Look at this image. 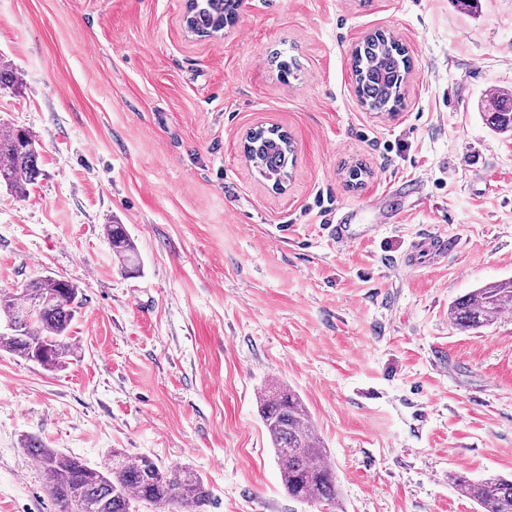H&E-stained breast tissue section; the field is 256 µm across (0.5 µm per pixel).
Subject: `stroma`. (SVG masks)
Masks as SVG:
<instances>
[{
  "label": "stroma",
  "instance_id": "obj_1",
  "mask_svg": "<svg viewBox=\"0 0 512 512\" xmlns=\"http://www.w3.org/2000/svg\"><path fill=\"white\" fill-rule=\"evenodd\" d=\"M184 6L0 0L20 80L0 121L37 136L42 170L0 186V290L82 293L63 366L0 350V512H58L32 437L93 468L116 448L189 467L206 512H319L280 484L257 405L274 386L306 404L342 512H476L448 475H512V319L462 332L448 308L512 277V135L483 119L512 93V0H243L218 39L186 33ZM378 30L412 61L393 113L354 91ZM259 125L293 141L282 189L243 156ZM404 181L418 195L370 231ZM414 240L444 251L404 267ZM105 232L113 253L118 260L124 264V269H126L127 272H136L138 267L136 263L137 253L133 241L128 235L124 225H105Z\"/></svg>",
  "mask_w": 512,
  "mask_h": 512
}]
</instances>
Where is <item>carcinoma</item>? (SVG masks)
I'll return each mask as SVG.
<instances>
[{
  "instance_id": "obj_1",
  "label": "carcinoma",
  "mask_w": 512,
  "mask_h": 512,
  "mask_svg": "<svg viewBox=\"0 0 512 512\" xmlns=\"http://www.w3.org/2000/svg\"><path fill=\"white\" fill-rule=\"evenodd\" d=\"M190 25L196 34L209 36L234 17L235 0H195ZM356 94L361 104L375 110L394 111L401 105L402 89L411 69L404 47L391 35L378 31L353 52ZM16 71L0 63V89L18 85ZM486 121L499 133L512 132V95L497 92ZM40 143L22 129L0 123V184L18 194L41 176ZM250 162L264 177L281 183L294 150L288 134L266 128L248 139ZM112 251L124 269L137 271V253L124 225H105ZM36 311L26 317L31 307ZM78 307V288L70 282L42 277L18 293L0 291V349L56 368L73 348L69 336ZM512 311V278L472 289L448 308L449 321L461 331L488 326ZM261 418L270 438L288 495L303 501L331 505L336 500V478L326 463L327 450L316 433L309 412L291 389L275 387L261 394ZM29 455L38 463L60 512H135L142 505L155 512H204L209 491L204 481L182 466L163 467L146 456L112 452L104 471L90 468L78 458L60 454L31 438ZM449 482L475 503L479 512H512V478L490 476L473 480L453 472Z\"/></svg>"
}]
</instances>
